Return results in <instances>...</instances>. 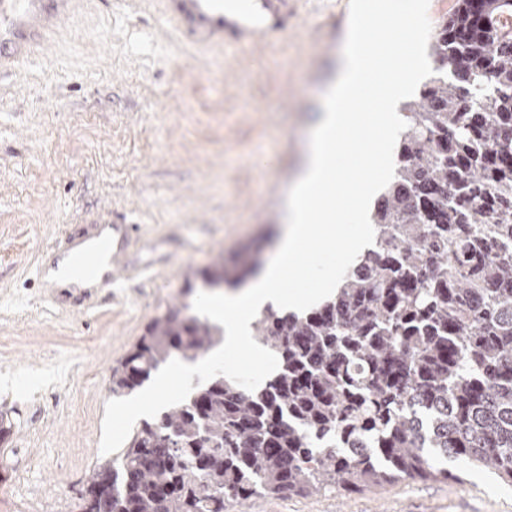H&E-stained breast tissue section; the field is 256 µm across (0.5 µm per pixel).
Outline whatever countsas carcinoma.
<instances>
[{"label": "carcinoma", "mask_w": 512, "mask_h": 512, "mask_svg": "<svg viewBox=\"0 0 512 512\" xmlns=\"http://www.w3.org/2000/svg\"><path fill=\"white\" fill-rule=\"evenodd\" d=\"M510 17L512 0H458L435 28L437 76L401 108L374 243L335 297L252 323L277 370L253 391L216 376L143 421L96 463L81 512H228L259 493L452 477L437 458L512 484ZM186 309L149 322L112 394L224 342Z\"/></svg>", "instance_id": "1"}]
</instances>
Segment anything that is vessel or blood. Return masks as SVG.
I'll return each instance as SVG.
<instances>
[{"instance_id":"obj_1","label":"vessel or blood","mask_w":512,"mask_h":512,"mask_svg":"<svg viewBox=\"0 0 512 512\" xmlns=\"http://www.w3.org/2000/svg\"><path fill=\"white\" fill-rule=\"evenodd\" d=\"M167 21L193 43L223 46L237 54L287 32L298 14L297 0H245L241 9L226 0H159ZM84 0H0V76L11 74L37 52L47 51L56 36L81 11ZM109 281L129 277L130 247L139 239L134 224L112 227Z\"/></svg>"}]
</instances>
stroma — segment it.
I'll return each instance as SVG.
<instances>
[{
  "mask_svg": "<svg viewBox=\"0 0 512 512\" xmlns=\"http://www.w3.org/2000/svg\"><path fill=\"white\" fill-rule=\"evenodd\" d=\"M348 16L349 0H299L288 32L228 68L223 49L191 43L156 5L87 0L48 52L0 80V414L12 425L0 512H78L103 458L113 365L155 316L208 291L202 271L272 257ZM104 209L140 226L136 273L50 304L42 247ZM452 470L355 493L258 494L229 512H512V486Z\"/></svg>",
  "mask_w": 512,
  "mask_h": 512,
  "instance_id": "obj_1",
  "label": "stroma"
}]
</instances>
